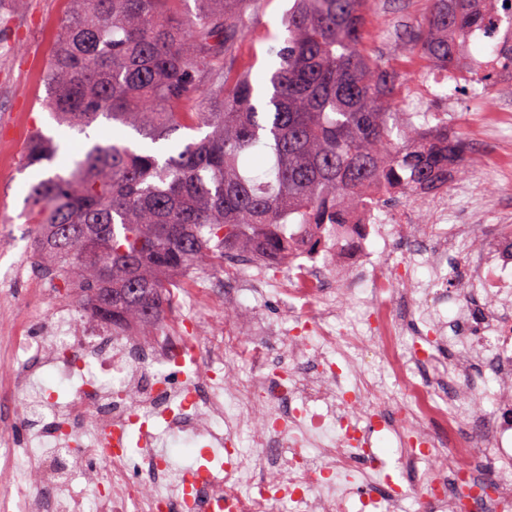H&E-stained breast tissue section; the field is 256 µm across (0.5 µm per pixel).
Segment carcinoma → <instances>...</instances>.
Returning <instances> with one entry per match:
<instances>
[{
    "instance_id": "obj_1",
    "label": "carcinoma",
    "mask_w": 512,
    "mask_h": 512,
    "mask_svg": "<svg viewBox=\"0 0 512 512\" xmlns=\"http://www.w3.org/2000/svg\"><path fill=\"white\" fill-rule=\"evenodd\" d=\"M66 2L45 106L81 132L105 119L115 137L64 166L54 140L34 134L21 166L43 177L23 216L61 299L81 297L115 329L152 335L179 287L171 274L280 259L310 226L339 224L373 183L421 197L467 173L466 141L438 112L420 131L398 106L399 72L364 47L373 0H294L287 37L267 49L265 96L237 66L260 0H193L186 20L183 0ZM429 3L412 48L500 91L495 67H512V36L490 64L470 50L496 0ZM204 128L168 150L179 131Z\"/></svg>"
}]
</instances>
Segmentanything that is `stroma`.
Wrapping results in <instances>:
<instances>
[{"label":"stroma","instance_id":"35a3bbf8","mask_svg":"<svg viewBox=\"0 0 512 512\" xmlns=\"http://www.w3.org/2000/svg\"><path fill=\"white\" fill-rule=\"evenodd\" d=\"M291 3L263 0L241 51L243 64L254 73L263 75L271 69L266 48L282 42V16ZM428 8V0H374L365 45L398 68L400 100L422 96L427 111L447 113L449 129L462 132L469 146L468 179H481L485 196L497 199L512 219V158H498L485 139L488 116L503 96L483 94L462 81L442 97H426V64L410 53L408 37ZM65 10V0H0V150L9 157L0 168L1 306L13 305L26 296L29 281L38 276L28 253L35 230L22 216L28 186L38 173L37 168L24 170L19 166L28 138L35 129H42L60 142L64 154L76 158L92 143L112 140L111 132L98 126L85 134L57 126L41 106L46 95L43 71ZM234 280V275H225L223 301L201 308L195 318L197 325L207 328L227 322L249 336L259 319L276 322L285 317L281 299L273 289H257L243 296L235 292Z\"/></svg>","mask_w":512,"mask_h":512}]
</instances>
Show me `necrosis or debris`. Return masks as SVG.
<instances>
[{
    "label": "necrosis or debris",
    "instance_id": "1",
    "mask_svg": "<svg viewBox=\"0 0 512 512\" xmlns=\"http://www.w3.org/2000/svg\"><path fill=\"white\" fill-rule=\"evenodd\" d=\"M366 197L342 216L339 293L323 289L309 241L284 259L280 293L309 302L303 333L281 326L247 341L227 328L211 341L188 332L184 304L222 297L219 276L183 289L164 334L145 345L60 302L34 330L1 316L13 417L40 446L18 456L0 429V512H209L218 500L234 512H410L413 497L423 512H512V234L492 236L458 270L469 228L448 223L458 197L442 190L428 198L444 227L436 243L383 271L371 234L389 235L413 216L384 204L379 186ZM425 263L436 273L417 309L428 336L410 339L403 312L414 298L398 283ZM349 307L360 308L357 322L342 320ZM272 343L287 358L274 373ZM439 343L456 347L453 366L440 363ZM237 358L249 380L238 378ZM38 364L55 370L64 391L43 384ZM376 366L389 383L369 380ZM382 428L404 480L363 463ZM245 430L250 445L241 448ZM181 435L223 445L224 464L175 461L168 445Z\"/></svg>",
    "mask_w": 512,
    "mask_h": 512
}]
</instances>
